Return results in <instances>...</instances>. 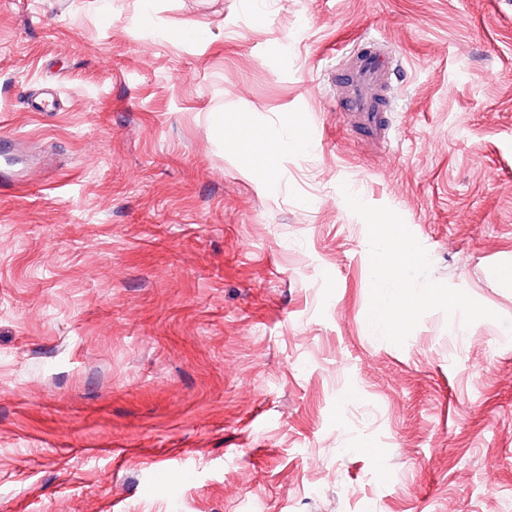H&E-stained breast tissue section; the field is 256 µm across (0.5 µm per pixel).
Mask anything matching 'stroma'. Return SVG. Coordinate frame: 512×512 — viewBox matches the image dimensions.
Returning a JSON list of instances; mask_svg holds the SVG:
<instances>
[{
  "label": "stroma",
  "mask_w": 512,
  "mask_h": 512,
  "mask_svg": "<svg viewBox=\"0 0 512 512\" xmlns=\"http://www.w3.org/2000/svg\"><path fill=\"white\" fill-rule=\"evenodd\" d=\"M15 136L0 512H512V0H0ZM383 217L439 293L394 335ZM389 75V62L385 56L372 51L360 56L349 73L348 112H352L355 124L376 137L386 128L383 104L375 98V90L384 85ZM235 125L237 126V134L235 137L236 142V150L241 154L245 159L246 157L252 155L256 151L260 150L262 152H268L267 144L256 134V135H245L240 132L241 129H252L250 125L249 118L245 115H240L235 119ZM251 139L253 142L250 146L245 148L246 140ZM271 154L272 152H268ZM249 160V159H247Z\"/></svg>",
  "instance_id": "obj_1"
}]
</instances>
